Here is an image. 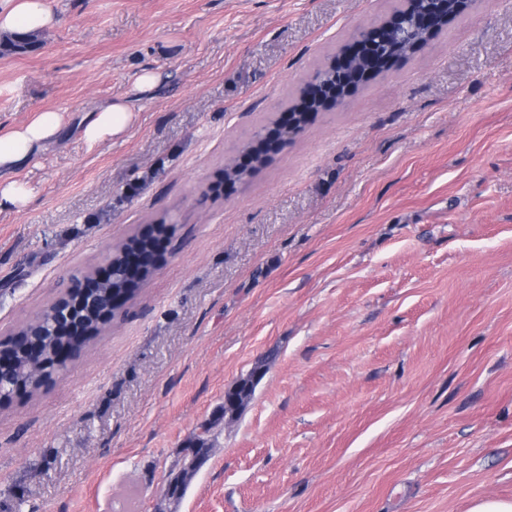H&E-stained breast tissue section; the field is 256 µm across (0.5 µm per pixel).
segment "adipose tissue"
Instances as JSON below:
<instances>
[{"mask_svg": "<svg viewBox=\"0 0 512 512\" xmlns=\"http://www.w3.org/2000/svg\"><path fill=\"white\" fill-rule=\"evenodd\" d=\"M5 2V7L0 9V31L42 29L55 21L45 0ZM132 118L133 111L127 98L113 99L86 116L81 136L86 142H99L105 137L123 133ZM61 127V115L46 111L37 114L27 125L0 134V171L9 175L8 180L0 181V211L23 206L31 201V192L24 181L16 179L15 174L57 137Z\"/></svg>", "mask_w": 512, "mask_h": 512, "instance_id": "obj_1", "label": "adipose tissue"}]
</instances>
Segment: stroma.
Wrapping results in <instances>:
<instances>
[{
	"instance_id": "obj_1",
	"label": "stroma",
	"mask_w": 512,
	"mask_h": 512,
	"mask_svg": "<svg viewBox=\"0 0 512 512\" xmlns=\"http://www.w3.org/2000/svg\"><path fill=\"white\" fill-rule=\"evenodd\" d=\"M0 133L62 114L0 212V340L160 215L163 262L38 394L0 402V512H470L512 499V0L471 9L206 191L392 0H46ZM152 97L133 94L142 72ZM128 96L122 134L87 112ZM179 502L183 449L258 363ZM304 91L305 89L289 108L293 113L298 114L295 116L297 123L291 134L288 135L289 138L287 137L281 144L271 140L260 141V139H258L257 144L255 146H251L253 144V142H251L243 149V151L247 149L246 155L249 157V162L247 164L237 163L235 167H225L222 169L221 181L225 183L226 178L229 183V188L236 184L242 185L247 183L257 172L272 162V151L277 147L281 149L282 147L287 146L293 139H290V136H295L303 132L308 125L313 123L317 117L315 115L319 110L309 112L307 108H304ZM288 139H290L289 142ZM133 118L128 98L120 97L89 112L83 121L82 138L88 143H98L107 136L123 133ZM32 200V194L22 180L0 181V211L24 206ZM256 374H260L258 368H254L249 375L245 378H241L236 384L237 388V403L233 407H228L224 403V414L222 420H225L227 416L233 418L237 415L250 400L254 386L252 384V378Z\"/></svg>"
}]
</instances>
